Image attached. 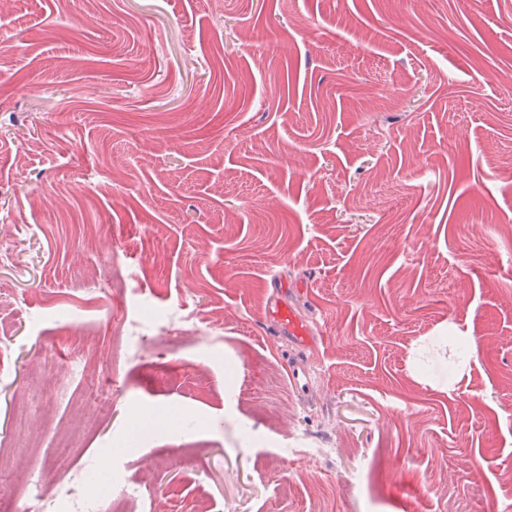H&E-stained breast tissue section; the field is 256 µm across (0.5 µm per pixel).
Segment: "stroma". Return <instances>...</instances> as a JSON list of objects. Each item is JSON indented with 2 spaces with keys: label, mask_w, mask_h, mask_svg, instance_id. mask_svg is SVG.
<instances>
[{
  "label": "stroma",
  "mask_w": 512,
  "mask_h": 512,
  "mask_svg": "<svg viewBox=\"0 0 512 512\" xmlns=\"http://www.w3.org/2000/svg\"><path fill=\"white\" fill-rule=\"evenodd\" d=\"M508 72L512 0H14L0 512H512ZM273 292L266 305V316L276 336L288 339V343L298 348L313 346L316 333L308 324L302 322L281 299V289L273 285ZM96 485L98 489L96 496L92 500L82 502L81 505L78 506L79 508L88 512L97 511L100 502L103 500L112 499V502H120L123 497H126L129 494L128 489L121 488L117 483L114 484L111 476L110 480L107 479L105 473L102 477V480L96 481Z\"/></svg>",
  "instance_id": "1"
}]
</instances>
